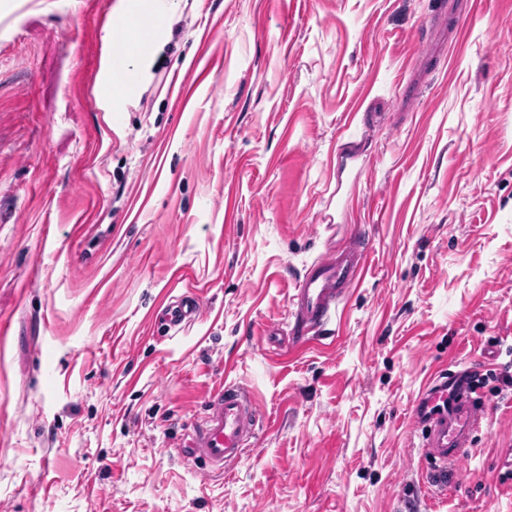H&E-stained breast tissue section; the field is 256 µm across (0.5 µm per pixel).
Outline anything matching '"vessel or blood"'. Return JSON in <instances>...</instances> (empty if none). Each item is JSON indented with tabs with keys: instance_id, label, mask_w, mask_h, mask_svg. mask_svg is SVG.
<instances>
[{
	"instance_id": "1",
	"label": "vessel or blood",
	"mask_w": 512,
	"mask_h": 512,
	"mask_svg": "<svg viewBox=\"0 0 512 512\" xmlns=\"http://www.w3.org/2000/svg\"><path fill=\"white\" fill-rule=\"evenodd\" d=\"M356 254V261L351 262L329 252L307 271L295 294L296 316L288 338L292 347H300L311 332L327 325L343 297L342 283L360 279L370 252L363 246ZM197 316V306L189 302L169 309L166 319L169 329L176 331ZM472 374L471 368L460 366L437 375L411 406L410 418L422 431L423 453L435 465L444 467L463 458L487 420ZM256 426L247 390L236 383H223L209 394L207 414L192 436L191 450L209 471H223L242 455Z\"/></svg>"
}]
</instances>
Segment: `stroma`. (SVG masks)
Returning <instances> with one entry per match:
<instances>
[{
  "label": "stroma",
  "mask_w": 512,
  "mask_h": 512,
  "mask_svg": "<svg viewBox=\"0 0 512 512\" xmlns=\"http://www.w3.org/2000/svg\"><path fill=\"white\" fill-rule=\"evenodd\" d=\"M331 233L368 268L289 353ZM0 324V512H512V0H0ZM457 363L489 416L435 483ZM227 378L259 426L207 474ZM165 315L166 320L169 322L167 324L169 329L178 331L183 325L197 319L198 308L193 302L178 304L175 307H171ZM473 373L470 367L458 365L437 375L411 406V421L422 431L423 454L439 467L463 458L487 420Z\"/></svg>",
  "instance_id": "1"
}]
</instances>
